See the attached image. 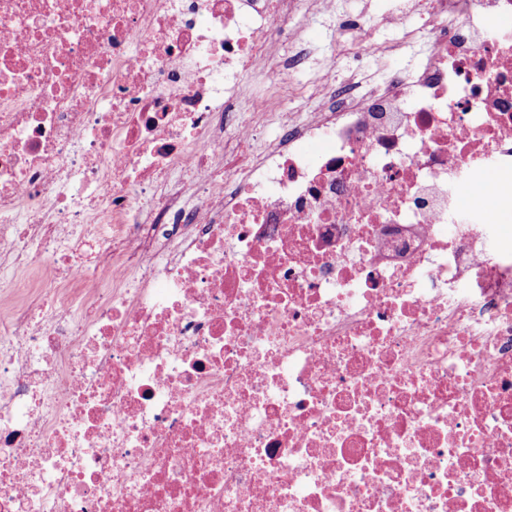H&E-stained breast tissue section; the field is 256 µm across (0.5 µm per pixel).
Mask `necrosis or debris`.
Returning a JSON list of instances; mask_svg holds the SVG:
<instances>
[{
  "mask_svg": "<svg viewBox=\"0 0 512 512\" xmlns=\"http://www.w3.org/2000/svg\"><path fill=\"white\" fill-rule=\"evenodd\" d=\"M346 2L0 0V512H512V0ZM306 38L310 40L320 51H336L338 57V67L342 71H346L355 64L353 58L349 55L351 50L345 45L334 42L332 34V25L330 22L318 18L312 27L306 33ZM341 71V74L343 73Z\"/></svg>",
  "mask_w": 512,
  "mask_h": 512,
  "instance_id": "obj_1",
  "label": "necrosis or debris"
}]
</instances>
